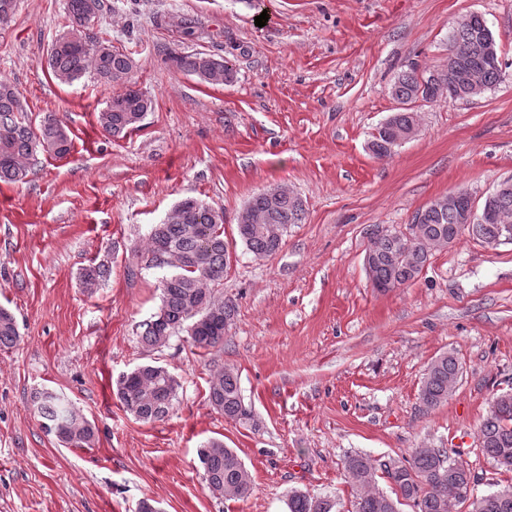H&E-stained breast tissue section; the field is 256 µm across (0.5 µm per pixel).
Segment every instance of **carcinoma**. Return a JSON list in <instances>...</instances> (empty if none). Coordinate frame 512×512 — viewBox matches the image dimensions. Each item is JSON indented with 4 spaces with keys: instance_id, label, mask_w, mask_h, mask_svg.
Listing matches in <instances>:
<instances>
[{
    "instance_id": "1",
    "label": "carcinoma",
    "mask_w": 512,
    "mask_h": 512,
    "mask_svg": "<svg viewBox=\"0 0 512 512\" xmlns=\"http://www.w3.org/2000/svg\"><path fill=\"white\" fill-rule=\"evenodd\" d=\"M87 0H67L69 31L58 39L66 47L47 53L46 64L61 83L70 84L90 72L99 80L118 85L122 91L112 96L97 113V123L110 137H120L140 127L151 100L132 81L136 61L127 53L105 47L94 56L78 47L99 40L74 23L82 19ZM176 68L200 81L224 84L222 57L201 52H175L171 56ZM480 75L486 89L501 81L502 63L485 61L473 55L462 71ZM426 72L415 64L400 71L391 86L396 100L413 99ZM27 102L10 82L0 81V181L23 182L32 171L37 153L50 152L58 157L71 148L68 130L55 114H48L37 127L26 120ZM390 122L400 129L418 126L417 113L399 110ZM237 237L257 259L275 254L281 247L288 225L305 220L303 203L288 195L285 187L274 186L257 192L240 212ZM457 210L443 206L430 211L417 225L415 242L398 236H382L379 225L366 230L365 268L372 286L386 292L413 282L431 257L457 243ZM473 239L489 246L505 234L500 224H474L467 230ZM147 251L154 266L171 269L161 281V306L151 320L142 324L141 341L159 349L185 332L192 343L203 349L224 344V332L233 320L235 306L216 295L223 284L230 263V245L224 239V212L196 199L186 198L173 209L172 216L152 227ZM19 340L14 316L0 309V346ZM463 376L458 359L444 353L427 368L420 389V401L427 410L448 401ZM178 382L169 371L145 364L124 373L117 381V397L123 408L145 422L164 420L173 409ZM209 404L231 420L249 416L243 404L238 373L233 367L218 371L209 381ZM33 402L42 428L57 439L74 447H85L95 440L93 425L64 397L53 391L35 393ZM481 454L497 466L512 471V393L499 394L491 400L486 417L478 430ZM204 469L206 488L218 498L241 499L253 490L252 477L244 462L232 448L218 440L206 442L198 450ZM393 485L394 494L379 490V475ZM346 483L356 489L354 512H400L410 503L415 512H455L464 505L467 512H512V484L497 486L481 495L475 494L481 477L475 473L455 448H413L409 457L379 461L368 455L355 454L343 466ZM288 512H332L334 502L315 498L301 490L288 493Z\"/></svg>"
}]
</instances>
